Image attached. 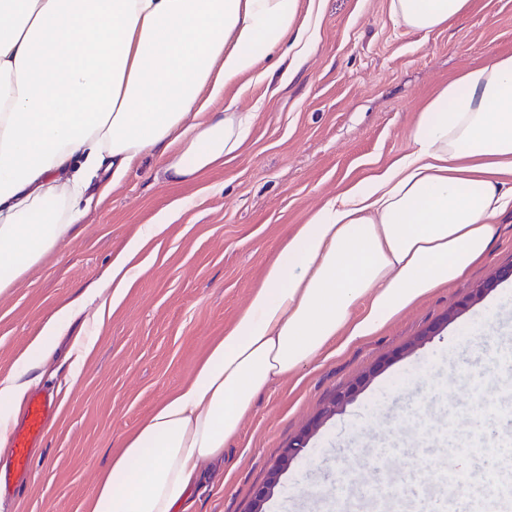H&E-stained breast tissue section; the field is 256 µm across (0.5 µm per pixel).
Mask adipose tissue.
<instances>
[{
  "label": "adipose tissue",
  "instance_id": "obj_1",
  "mask_svg": "<svg viewBox=\"0 0 512 512\" xmlns=\"http://www.w3.org/2000/svg\"><path fill=\"white\" fill-rule=\"evenodd\" d=\"M470 0H390L430 31ZM300 0H0V295L69 242L143 157L201 181L256 113L227 84L295 71L315 47ZM412 149L296 225L231 327L126 439L89 512H187L257 397L333 344L373 336L463 277L512 205V56L419 112Z\"/></svg>",
  "mask_w": 512,
  "mask_h": 512
}]
</instances>
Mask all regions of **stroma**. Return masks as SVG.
Segmentation results:
<instances>
[{"mask_svg": "<svg viewBox=\"0 0 512 512\" xmlns=\"http://www.w3.org/2000/svg\"><path fill=\"white\" fill-rule=\"evenodd\" d=\"M390 0H300L318 47L281 86L226 85L258 118L243 149L198 183L170 184L146 156L86 214L79 234L0 296V379L58 409L31 462L22 496L0 512H87L102 469L153 409L177 391L221 338L295 225L411 149L419 112L448 82L491 54L512 56V0H470L464 18L431 31L396 25ZM166 227L137 260L121 297L95 318L77 310L47 357L19 361L60 305L97 287L112 259L148 224ZM512 263V210L486 257L367 341L327 351L257 398L224 465L192 495L190 512H247L290 441L307 448L283 471L263 512H315L383 464L384 443L424 425L451 400H494L502 349L512 344V281L480 301L474 288ZM461 313L428 340L449 309ZM481 388H473L474 380ZM352 401L316 416L351 384Z\"/></svg>", "mask_w": 512, "mask_h": 512, "instance_id": "35a3bbf8", "label": "stroma"}]
</instances>
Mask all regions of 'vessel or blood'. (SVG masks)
I'll return each mask as SVG.
<instances>
[{"mask_svg":"<svg viewBox=\"0 0 512 512\" xmlns=\"http://www.w3.org/2000/svg\"><path fill=\"white\" fill-rule=\"evenodd\" d=\"M55 412L53 400L35 396L28 401L22 424L9 432L10 462L0 470V498L17 496L26 489L32 451ZM460 422V416L448 418L449 447L489 448L495 458L491 475L468 476L466 493L454 490L459 480L456 471L427 464L411 475L415 494L401 491L383 471L341 497L322 498L323 512H512V432L491 435L473 425L462 438L457 434Z\"/></svg>","mask_w":512,"mask_h":512,"instance_id":"obj_1","label":"vessel or blood"}]
</instances>
